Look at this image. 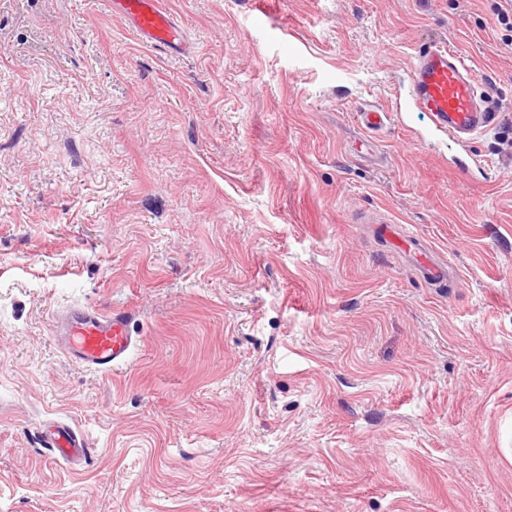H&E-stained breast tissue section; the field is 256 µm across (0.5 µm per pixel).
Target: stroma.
Wrapping results in <instances>:
<instances>
[{
	"instance_id": "35a3bbf8",
	"label": "stroma",
	"mask_w": 512,
	"mask_h": 512,
	"mask_svg": "<svg viewBox=\"0 0 512 512\" xmlns=\"http://www.w3.org/2000/svg\"><path fill=\"white\" fill-rule=\"evenodd\" d=\"M161 2L175 50L105 0H0V512H512L495 0ZM432 40L500 109L476 184L403 105ZM77 305L131 313L127 366L63 355ZM419 268L424 278L429 279L435 284L448 281V265L422 252L421 260L419 261ZM45 442L48 448L55 452V457L67 463L86 461L90 454L83 437L64 424L54 426L49 430Z\"/></svg>"
}]
</instances>
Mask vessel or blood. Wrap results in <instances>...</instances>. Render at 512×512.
Segmentation results:
<instances>
[{
    "mask_svg": "<svg viewBox=\"0 0 512 512\" xmlns=\"http://www.w3.org/2000/svg\"><path fill=\"white\" fill-rule=\"evenodd\" d=\"M113 10L127 17L146 42L160 48L171 47L179 31L160 0H109ZM488 88L461 57L447 44L432 41L419 52L411 70L407 97L409 103L426 112L436 133L445 135L462 155L455 168L462 180L474 177L478 165L469 148L475 137L497 122L488 111ZM54 339L70 361L98 371L109 372L127 365L136 340L130 331L126 312L75 306L58 322ZM45 442L56 456L67 463L86 460L89 450L83 437L60 424L48 431Z\"/></svg>",
    "mask_w": 512,
    "mask_h": 512,
    "instance_id": "obj_1",
    "label": "vessel or blood"
}]
</instances>
